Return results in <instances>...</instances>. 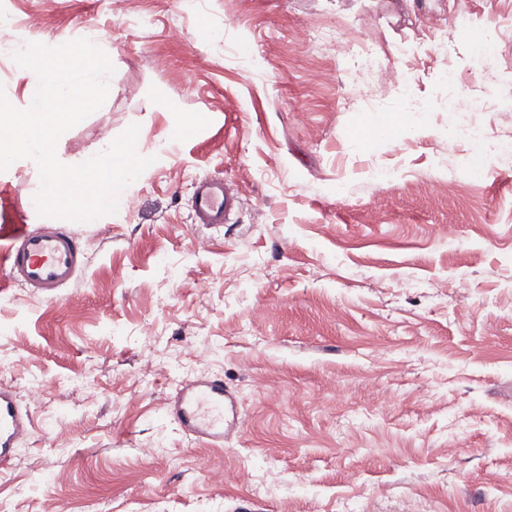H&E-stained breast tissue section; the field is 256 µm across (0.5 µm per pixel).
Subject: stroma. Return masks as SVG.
I'll return each mask as SVG.
<instances>
[{
	"label": "stroma",
	"instance_id": "stroma-1",
	"mask_svg": "<svg viewBox=\"0 0 512 512\" xmlns=\"http://www.w3.org/2000/svg\"><path fill=\"white\" fill-rule=\"evenodd\" d=\"M0 41L93 37L115 68L64 161L130 125L133 209L62 220L83 272L49 301L0 290V385L52 390L0 469V512H512V0H0ZM238 19L224 28L225 15ZM310 32L294 37L296 28ZM370 47L324 44L326 30ZM447 37V51L437 46ZM395 70V81L385 80ZM374 114L401 132L364 145ZM195 118L186 138L175 123ZM238 192L197 223L201 180ZM0 171V226L30 212ZM201 349L203 360L188 357ZM223 377L241 434L169 417Z\"/></svg>",
	"mask_w": 512,
	"mask_h": 512
}]
</instances>
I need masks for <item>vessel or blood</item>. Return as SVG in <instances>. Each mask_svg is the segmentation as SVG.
I'll use <instances>...</instances> for the list:
<instances>
[{
	"instance_id": "b4317fda",
	"label": "vessel or blood",
	"mask_w": 512,
	"mask_h": 512,
	"mask_svg": "<svg viewBox=\"0 0 512 512\" xmlns=\"http://www.w3.org/2000/svg\"><path fill=\"white\" fill-rule=\"evenodd\" d=\"M237 194L224 180L200 182L193 201L198 223H223ZM83 267L79 238L52 224H21L0 246V274L9 284H19L41 293L47 299L58 297ZM168 413L180 429L209 446L218 447L242 430L236 397L222 380L196 379L179 385L169 401ZM31 424L10 389L0 387V468L10 464Z\"/></svg>"
}]
</instances>
